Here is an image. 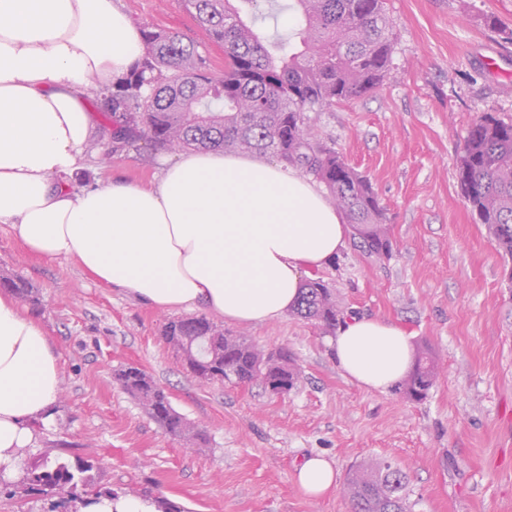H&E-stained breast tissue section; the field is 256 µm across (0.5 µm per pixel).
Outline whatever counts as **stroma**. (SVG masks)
Returning a JSON list of instances; mask_svg holds the SVG:
<instances>
[{
  "label": "stroma",
  "instance_id": "1",
  "mask_svg": "<svg viewBox=\"0 0 512 512\" xmlns=\"http://www.w3.org/2000/svg\"><path fill=\"white\" fill-rule=\"evenodd\" d=\"M141 27L198 44L211 72L224 49L183 15L181 0H119ZM390 71L364 98L311 113L313 127L371 181L393 247L376 260L346 243L321 277L344 312L388 318L439 375L426 399L366 390L344 376L328 337L293 314L231 324L259 348L290 351L301 374L288 393L262 384L200 385L161 335L168 315L124 289L99 285L74 260L32 256L0 224V270L38 288L29 308L58 359L60 395L49 425L33 422L30 459L65 452L93 462L122 495L150 492L187 512H351L342 487L307 496L301 457L320 454L348 478L386 459L409 481L413 512H512V282L494 240L467 207L457 165L476 111L512 120V0H386ZM98 150L88 185L153 182L157 158L133 146ZM144 369L206 450H186L119 388V367Z\"/></svg>",
  "mask_w": 512,
  "mask_h": 512
}]
</instances>
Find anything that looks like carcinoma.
<instances>
[{"mask_svg":"<svg viewBox=\"0 0 512 512\" xmlns=\"http://www.w3.org/2000/svg\"><path fill=\"white\" fill-rule=\"evenodd\" d=\"M199 27L224 48V74L210 77L194 43L159 29L143 30L145 56L125 79L98 96L112 121L111 139L127 146L144 139L155 150H222L269 154L325 187L326 202L344 212L353 238L370 257L390 254L384 207L370 180L335 146L319 137L309 113L364 97L385 80L390 66V21L385 0H294L300 49L260 33L243 15L254 0H182ZM463 198L512 260V123L488 112L468 129L458 166ZM0 288L32 306L38 289L25 278L0 271ZM293 313L334 333L344 318L333 286L319 277L305 281ZM178 348L195 377L211 382L269 386L285 375L299 376L290 353L262 362L243 334L224 330L205 317L171 319L161 330ZM437 364L425 350L399 386L407 398L423 399L437 379ZM117 385L173 436L205 444L171 404L168 394L142 369L123 366ZM93 463L75 456L24 463L19 489L50 496L65 512H82L88 502L119 494L94 481ZM352 512H412L407 476L389 461L354 470L345 486Z\"/></svg>","mask_w":512,"mask_h":512,"instance_id":"1","label":"carcinoma"}]
</instances>
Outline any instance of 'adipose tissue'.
<instances>
[{
    "label": "adipose tissue",
    "mask_w": 512,
    "mask_h": 512,
    "mask_svg": "<svg viewBox=\"0 0 512 512\" xmlns=\"http://www.w3.org/2000/svg\"><path fill=\"white\" fill-rule=\"evenodd\" d=\"M141 50L139 28L114 0H0V224L33 255L77 260L154 310L199 308L240 324L281 318L351 231L304 176L257 155L198 151L164 161L147 186L74 187L96 136L87 100L128 75ZM328 346L373 391L394 388L414 361L408 334L386 319L351 316ZM59 392L46 330L0 294L5 475L32 444V422L50 423ZM295 475L313 497L339 477L318 455Z\"/></svg>",
    "instance_id": "obj_1"
}]
</instances>
